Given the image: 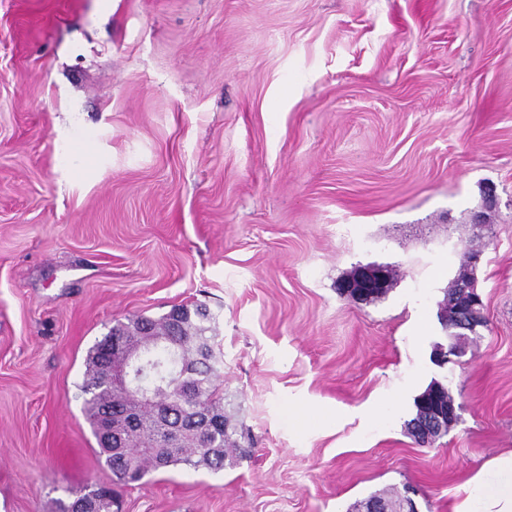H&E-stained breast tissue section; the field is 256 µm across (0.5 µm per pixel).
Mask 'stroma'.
<instances>
[{
  "instance_id": "obj_1",
  "label": "stroma",
  "mask_w": 512,
  "mask_h": 512,
  "mask_svg": "<svg viewBox=\"0 0 512 512\" xmlns=\"http://www.w3.org/2000/svg\"><path fill=\"white\" fill-rule=\"evenodd\" d=\"M473 249L487 325L439 366ZM370 263L398 275L354 305ZM199 304L238 448L116 482L88 352ZM435 380L459 420L424 448ZM510 451L512 0H0V512H455ZM392 268L381 264L355 267L336 284L338 293L357 305L370 303L391 288ZM97 500L95 502V511H93V494L84 495L78 498L74 504V510L78 512H112L114 505V491L109 488H98ZM91 491V492H92ZM358 512H420L416 503L409 497L399 501H389L380 496H372L360 505Z\"/></svg>"
}]
</instances>
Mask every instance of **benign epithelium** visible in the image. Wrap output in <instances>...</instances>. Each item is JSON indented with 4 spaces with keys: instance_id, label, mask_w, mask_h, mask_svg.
Segmentation results:
<instances>
[{
    "instance_id": "benign-epithelium-1",
    "label": "benign epithelium",
    "mask_w": 512,
    "mask_h": 512,
    "mask_svg": "<svg viewBox=\"0 0 512 512\" xmlns=\"http://www.w3.org/2000/svg\"><path fill=\"white\" fill-rule=\"evenodd\" d=\"M391 267L381 264L358 266L336 284L338 293L349 301L367 304L386 293L391 287ZM451 302L440 311V320L445 329L451 330L450 343H437L433 347L432 359L439 365L448 363L451 355L464 353V338L478 334V329L487 326L484 304L478 293L473 272L456 278L448 289ZM114 354L120 356L123 364L106 366L107 380L117 392L138 394L141 399L151 400V369L142 360L140 347L125 340L114 341ZM448 388L440 382L429 385L418 396L419 412L415 420L406 427L407 433L421 446L432 445L458 419L455 403L446 398ZM358 512H420L409 497L389 501L372 496L360 505Z\"/></svg>"
}]
</instances>
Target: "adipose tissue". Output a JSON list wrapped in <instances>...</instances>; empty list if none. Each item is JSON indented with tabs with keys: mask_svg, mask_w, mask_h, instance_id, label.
<instances>
[{
	"mask_svg": "<svg viewBox=\"0 0 512 512\" xmlns=\"http://www.w3.org/2000/svg\"><path fill=\"white\" fill-rule=\"evenodd\" d=\"M455 512H512V454L484 466L467 485Z\"/></svg>",
	"mask_w": 512,
	"mask_h": 512,
	"instance_id": "obj_1",
	"label": "adipose tissue"
}]
</instances>
